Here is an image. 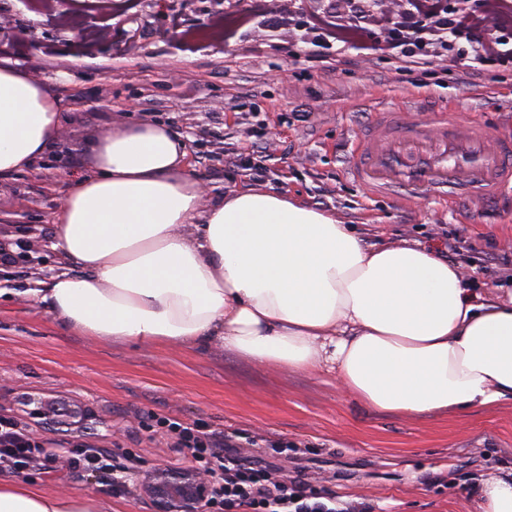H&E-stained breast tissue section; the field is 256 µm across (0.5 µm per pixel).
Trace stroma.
Here are the masks:
<instances>
[{
    "mask_svg": "<svg viewBox=\"0 0 512 512\" xmlns=\"http://www.w3.org/2000/svg\"><path fill=\"white\" fill-rule=\"evenodd\" d=\"M315 8L242 27L232 41L181 45L165 13L140 5L117 17L108 48L74 55L71 35L42 20L30 0H0L27 44L12 64L62 105L60 142L32 168L0 180V412L19 415L28 394L79 397L96 415L89 444L114 464L175 465L183 460L160 421L198 423L240 447L265 440L264 460L281 475L303 474L312 492L370 505L372 512H470L474 479L512 468V402L463 416L405 418L364 407L339 392L334 375L251 362L221 348L145 349L93 340L64 328L32 291L61 269L51 249L65 182L60 168L87 171L98 139L127 122L156 121L179 132L185 166L205 191L202 206L254 183L336 214L370 246L417 241L459 258L466 278L492 292L512 290V192L478 212L466 199L366 196L350 175L351 154L377 110L429 120L475 116L491 137H512V72L468 73L466 58L411 73L377 48L367 31L355 47L304 46ZM266 157L255 178L240 157ZM32 260L12 262L19 241ZM288 451L276 453L275 442ZM46 489L94 494L113 512H152L147 498L106 486L98 475L46 457L20 471Z\"/></svg>",
    "mask_w": 512,
    "mask_h": 512,
    "instance_id": "stroma-1",
    "label": "stroma"
}]
</instances>
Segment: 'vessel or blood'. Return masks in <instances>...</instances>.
Listing matches in <instances>:
<instances>
[{
	"label": "vessel or blood",
	"mask_w": 512,
	"mask_h": 512,
	"mask_svg": "<svg viewBox=\"0 0 512 512\" xmlns=\"http://www.w3.org/2000/svg\"><path fill=\"white\" fill-rule=\"evenodd\" d=\"M351 174L370 195L488 199L512 189V141L490 144L474 119L426 125L381 111L356 143Z\"/></svg>",
	"instance_id": "vessel-or-blood-1"
}]
</instances>
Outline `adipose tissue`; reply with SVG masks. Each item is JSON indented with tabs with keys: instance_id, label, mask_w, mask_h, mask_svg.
I'll return each instance as SVG.
<instances>
[{
	"instance_id": "ef3b65f1",
	"label": "adipose tissue",
	"mask_w": 512,
	"mask_h": 512,
	"mask_svg": "<svg viewBox=\"0 0 512 512\" xmlns=\"http://www.w3.org/2000/svg\"><path fill=\"white\" fill-rule=\"evenodd\" d=\"M58 100L0 60V177L56 142ZM185 142L139 123L102 137L67 178L34 294L68 329L145 347H219L334 374L367 407L466 414L512 401V298L481 295L433 248L366 246L334 213L263 186L201 208ZM475 512H512V470L478 480ZM0 512H112L93 495L0 480Z\"/></svg>"
}]
</instances>
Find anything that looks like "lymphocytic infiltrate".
Listing matches in <instances>:
<instances>
[{"label": "lymphocytic infiltrate", "mask_w": 512, "mask_h": 512, "mask_svg": "<svg viewBox=\"0 0 512 512\" xmlns=\"http://www.w3.org/2000/svg\"><path fill=\"white\" fill-rule=\"evenodd\" d=\"M383 34L382 48L396 59L416 64L426 57L467 56L473 74L492 66L512 72V0H343L337 16L311 18L305 39L314 46L357 42L363 27ZM166 425L178 452L190 455L220 484L207 512H358L332 495L310 496L304 481L276 478L271 466L249 454H228L232 442L223 433ZM41 452L24 429L0 424V472L41 465Z\"/></svg>", "instance_id": "f902f5d3"}]
</instances>
